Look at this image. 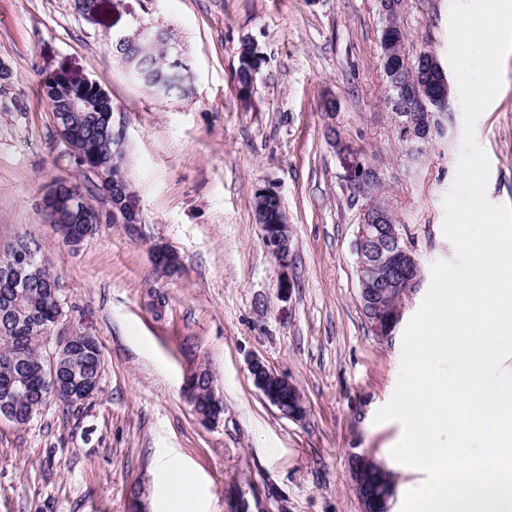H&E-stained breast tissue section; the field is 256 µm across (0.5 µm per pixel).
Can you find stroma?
I'll return each instance as SVG.
<instances>
[{
  "label": "stroma",
  "instance_id": "stroma-1",
  "mask_svg": "<svg viewBox=\"0 0 512 512\" xmlns=\"http://www.w3.org/2000/svg\"><path fill=\"white\" fill-rule=\"evenodd\" d=\"M99 2L84 15L73 0H0V243L36 232L67 284V315L46 348L86 331L104 360L100 389L83 404L48 402L24 426L0 421V512H159L164 458L195 478L187 512H232L239 495L258 512H360L349 459L363 452L391 466L401 512L425 475L392 467L403 428L374 417L397 385L403 335L378 339L360 309L355 216L321 103L335 99L342 137L383 169L379 193L428 283L434 263L456 257L442 226L462 151L458 92L447 137L412 174L387 114L377 0ZM451 4L409 0L411 50L447 59ZM141 23L178 45L193 76L188 97L154 96L113 56L115 36ZM245 41L266 57L247 104L233 82ZM60 73L99 83L124 113L125 167L143 212L136 229L105 224L76 249L37 208L52 181L84 180L38 96ZM474 133L490 160L488 199L512 205V54ZM268 184L292 237L295 286L284 301L253 220V194ZM160 242L179 253L180 276L154 266ZM253 357L298 387L304 420L263 399ZM198 369L224 397L211 426L183 395Z\"/></svg>",
  "mask_w": 512,
  "mask_h": 512
}]
</instances>
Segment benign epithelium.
I'll use <instances>...</instances> for the list:
<instances>
[{
    "label": "benign epithelium",
    "instance_id": "benign-epithelium-1",
    "mask_svg": "<svg viewBox=\"0 0 512 512\" xmlns=\"http://www.w3.org/2000/svg\"><path fill=\"white\" fill-rule=\"evenodd\" d=\"M379 14L383 25L382 33L400 24L408 11V0H378ZM430 67L438 82L444 84L440 102L436 108L424 111L408 119L411 129V148L420 149L437 137L445 136L447 125L436 112L448 106L451 87L446 71L431 51L424 50ZM113 140L117 149H126V122L122 112L112 116ZM383 171L367 156L356 158L346 164L342 176L341 189L345 196L355 201L354 209L358 224L355 225L352 249L355 255L356 275L358 279V298L360 307L374 335L381 340L391 338L402 322L406 308L417 293L415 288H401L391 279L388 272L395 266L422 281L421 269L415 252L404 240L401 227L389 224L388 207L375 200H365L361 187L369 182L383 181ZM39 208L50 219L59 211H67L79 224L98 221L106 224L135 225L142 221L139 208L116 207L107 202L99 205L89 200L87 194L78 186L63 192L56 184H50L39 200ZM262 243L267 252L275 259L279 270L278 288L280 298L288 299L293 288L291 267L292 246L290 236L278 229H262ZM154 261L164 272L175 275L181 268V259L177 251L160 244L153 251ZM74 337L66 336L60 341L46 364V375L51 389L48 396L59 398L65 394L59 376ZM248 370L254 387L263 398L275 407L282 416L299 421L307 413L305 401L298 388L288 378L274 372L264 361L257 357L248 360ZM208 396L213 402L212 412H195L197 419L204 425L218 422L224 413L223 398L214 384H209ZM350 474L353 488L361 505V512H392L394 480L388 470L366 453H354L350 458Z\"/></svg>",
    "mask_w": 512,
    "mask_h": 512
}]
</instances>
